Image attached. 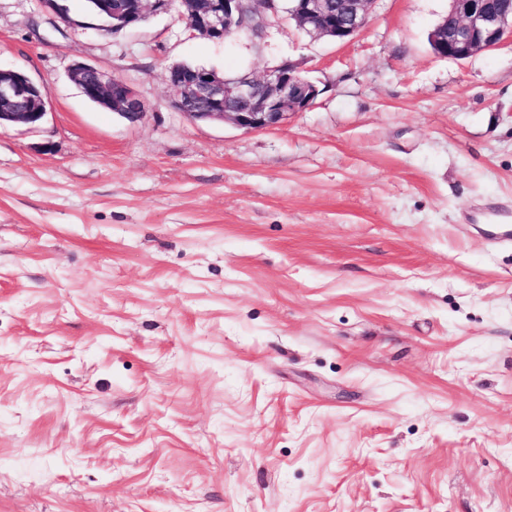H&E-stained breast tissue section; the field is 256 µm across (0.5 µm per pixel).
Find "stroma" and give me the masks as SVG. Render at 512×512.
Listing matches in <instances>:
<instances>
[{
	"mask_svg": "<svg viewBox=\"0 0 512 512\" xmlns=\"http://www.w3.org/2000/svg\"><path fill=\"white\" fill-rule=\"evenodd\" d=\"M65 4L0 0L49 92L0 128V512H512V41L437 57L448 0L344 44ZM283 60L323 89L283 127L171 104L170 66ZM69 77L87 99L129 122L139 120L146 112L144 100L112 72L76 63L72 65Z\"/></svg>",
	"mask_w": 512,
	"mask_h": 512,
	"instance_id": "obj_1",
	"label": "stroma"
}]
</instances>
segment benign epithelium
<instances>
[{"label":"benign epithelium","mask_w":512,"mask_h":512,"mask_svg":"<svg viewBox=\"0 0 512 512\" xmlns=\"http://www.w3.org/2000/svg\"><path fill=\"white\" fill-rule=\"evenodd\" d=\"M280 0H138L134 11L112 10L101 4L100 31L114 26L139 25L151 11H166L178 4L188 28L216 40L244 31L261 35L267 16L276 14ZM375 0H290V16L312 38L345 43L367 25ZM512 37V0H450L448 16L435 30L434 54L466 60L499 46ZM70 80L90 101L130 122L146 112L144 100L120 77L84 63L72 65ZM173 106L192 121L230 123L247 131L279 128L288 116L308 110L322 93L297 67L283 60L260 74L243 73L226 79L213 70L198 68L181 80L168 83ZM48 90L34 84L19 70L0 67V127L34 129L47 115ZM242 108L230 111L225 103Z\"/></svg>","instance_id":"7a95c632"}]
</instances>
